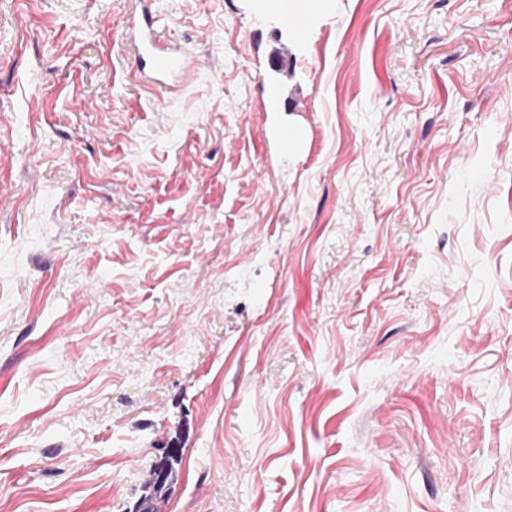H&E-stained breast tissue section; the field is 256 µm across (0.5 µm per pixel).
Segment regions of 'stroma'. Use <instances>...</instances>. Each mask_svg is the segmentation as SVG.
I'll list each match as a JSON object with an SVG mask.
<instances>
[{"mask_svg": "<svg viewBox=\"0 0 512 512\" xmlns=\"http://www.w3.org/2000/svg\"><path fill=\"white\" fill-rule=\"evenodd\" d=\"M171 448L163 512H512V0H0V512ZM141 36L138 43V68L140 73L153 81H181L190 71L189 58L176 51L161 47L154 30L139 25Z\"/></svg>", "mask_w": 512, "mask_h": 512, "instance_id": "stroma-1", "label": "stroma"}]
</instances>
